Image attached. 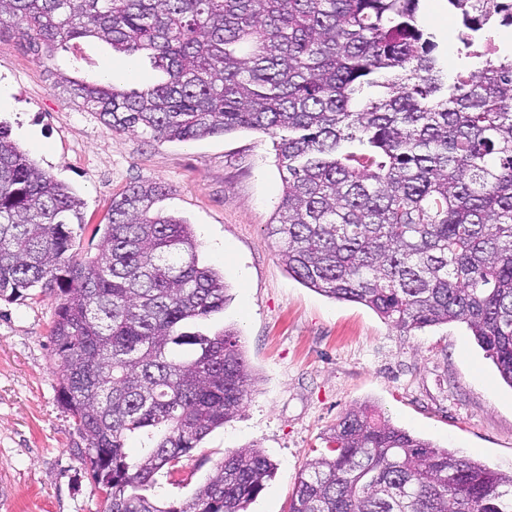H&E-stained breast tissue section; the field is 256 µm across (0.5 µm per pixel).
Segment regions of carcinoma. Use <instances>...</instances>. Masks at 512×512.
<instances>
[{
    "mask_svg": "<svg viewBox=\"0 0 512 512\" xmlns=\"http://www.w3.org/2000/svg\"><path fill=\"white\" fill-rule=\"evenodd\" d=\"M465 31L512 28V4L451 0ZM420 0H0L47 50L96 38L164 78L77 84L113 131L170 141L254 130L285 173L270 236L304 286L397 328L464 323L512 386V53L448 74ZM166 187L112 198L98 254L70 260L72 189L0 125V296L55 288L59 399L76 420L102 512H247L274 475L258 448L166 506L155 476L239 416L254 378L192 225L152 212ZM140 448L129 454L127 441ZM289 512H512V473L410 434L368 405L331 428Z\"/></svg>",
    "mask_w": 512,
    "mask_h": 512,
    "instance_id": "cac0c4a2",
    "label": "carcinoma"
}]
</instances>
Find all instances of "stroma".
Returning <instances> with one entry per match:
<instances>
[{
  "label": "stroma",
  "instance_id": "1",
  "mask_svg": "<svg viewBox=\"0 0 512 512\" xmlns=\"http://www.w3.org/2000/svg\"><path fill=\"white\" fill-rule=\"evenodd\" d=\"M442 0H421L420 21L452 67L463 45ZM106 78L121 89L157 82L144 57L93 38L45 53L0 22V122L21 150L82 199L83 227L69 255L97 254L96 226L130 184L159 182L156 210L191 224L200 264L228 285L223 313L198 322L237 332L257 381L241 416L215 429L175 473H158L165 501H182L222 459L258 448L276 471L248 512H288L306 462L326 452L330 427L369 402L395 425L493 470L512 472V387L465 324L408 333L370 308L305 287L268 236L283 185L270 135L256 131L177 142L109 130L59 76ZM56 293L0 296V472L8 512H101L74 418L58 397L49 342Z\"/></svg>",
  "mask_w": 512,
  "mask_h": 512
}]
</instances>
